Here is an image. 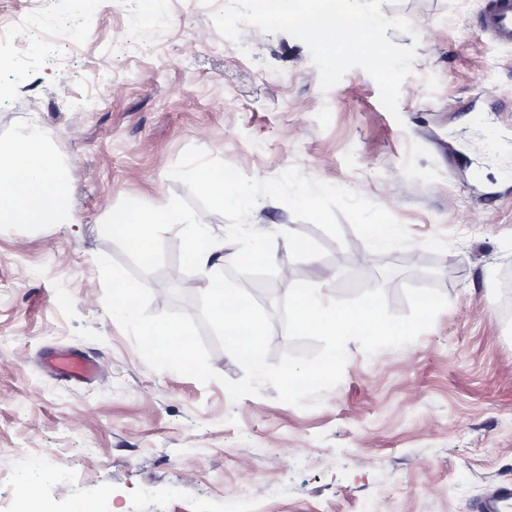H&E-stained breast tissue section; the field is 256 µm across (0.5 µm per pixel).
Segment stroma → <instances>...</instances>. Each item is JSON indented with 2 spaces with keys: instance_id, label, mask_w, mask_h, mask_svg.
Instances as JSON below:
<instances>
[{
  "instance_id": "stroma-1",
  "label": "stroma",
  "mask_w": 512,
  "mask_h": 512,
  "mask_svg": "<svg viewBox=\"0 0 512 512\" xmlns=\"http://www.w3.org/2000/svg\"><path fill=\"white\" fill-rule=\"evenodd\" d=\"M484 0H386L416 45L400 119L375 81L348 71L321 91L308 48L242 28L221 36L206 0H0L33 39L19 73L0 46V142L42 132L68 177L71 223L0 226V498L36 496L42 512H473L512 481V47L473 29ZM83 37L50 58L44 28ZM199 147L247 176L290 167L387 209L408 248L376 254L349 223L342 242L291 209L260 199L250 224L277 233L287 277L241 276L272 316L269 363L289 341L282 301L293 283L324 301L382 286L408 313L405 285L435 286L448 306L417 340L366 355L347 345L340 383L315 406L280 402L263 385L231 399L219 383L152 370L104 307L96 258H129L100 230L122 199L153 206L188 197L169 176ZM326 256L293 260L284 232ZM165 266L144 281L150 312L198 315L202 274ZM72 349L100 366L77 382L52 375L44 353ZM247 495H239V486Z\"/></svg>"
}]
</instances>
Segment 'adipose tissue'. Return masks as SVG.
Returning a JSON list of instances; mask_svg holds the SVG:
<instances>
[{
	"mask_svg": "<svg viewBox=\"0 0 512 512\" xmlns=\"http://www.w3.org/2000/svg\"><path fill=\"white\" fill-rule=\"evenodd\" d=\"M70 195V182L45 152L40 132L0 146V225L69 223Z\"/></svg>",
	"mask_w": 512,
	"mask_h": 512,
	"instance_id": "1",
	"label": "adipose tissue"
}]
</instances>
